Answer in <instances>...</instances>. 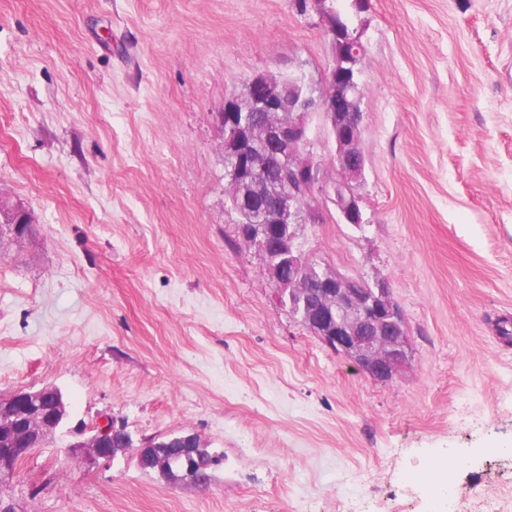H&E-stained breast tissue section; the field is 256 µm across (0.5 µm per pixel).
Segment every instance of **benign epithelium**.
<instances>
[{
	"mask_svg": "<svg viewBox=\"0 0 512 512\" xmlns=\"http://www.w3.org/2000/svg\"><path fill=\"white\" fill-rule=\"evenodd\" d=\"M332 40V64L320 81L303 73L256 75L218 113L223 133L224 174L230 198L251 214L243 238L263 254L278 302L299 315L305 327L329 349L375 381L396 379L408 366L412 344L405 314L389 282L369 283L317 265L298 248V231L312 221L319 200L330 202L337 223L363 228L362 197L366 158L361 147L364 91L361 73L366 57L363 30L333 0H312ZM322 116L334 144L329 164L336 179L325 176L312 145L314 117ZM275 169V181L264 177ZM307 195L309 203L297 199ZM0 222L14 235H27L31 214L19 203H0ZM53 402L49 415L37 410L42 398ZM67 408L61 392L45 387L0 400V482L13 475L20 458L44 445L62 426ZM89 458L112 460L133 447L131 435L112 423L99 426L75 444ZM180 448L187 467H207L205 445L194 433L173 436L148 448Z\"/></svg>",
	"mask_w": 512,
	"mask_h": 512,
	"instance_id": "benign-epithelium-1",
	"label": "benign epithelium"
}]
</instances>
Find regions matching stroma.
I'll return each instance as SVG.
<instances>
[{"label": "stroma", "mask_w": 512, "mask_h": 512, "mask_svg": "<svg viewBox=\"0 0 512 512\" xmlns=\"http://www.w3.org/2000/svg\"><path fill=\"white\" fill-rule=\"evenodd\" d=\"M364 229L331 203L299 242L386 278L413 357L378 382L278 304L227 202L216 116L257 74L320 80L293 0H0V398L68 418L0 487L20 512H512V0H368ZM184 432L210 479L81 434ZM458 496L432 507L428 461ZM0 199L1 223L10 224L15 236L23 235L25 237L33 224L31 214L20 203L9 205L2 202L4 197L1 196ZM121 441L120 446H116V439ZM89 458L94 460H112L119 452H123L133 447L131 435L123 428H116L114 424L107 423L99 426L84 441L75 444Z\"/></svg>", "instance_id": "stroma-1"}]
</instances>
